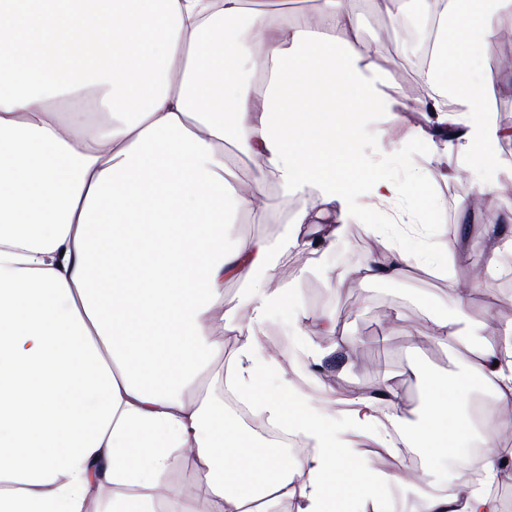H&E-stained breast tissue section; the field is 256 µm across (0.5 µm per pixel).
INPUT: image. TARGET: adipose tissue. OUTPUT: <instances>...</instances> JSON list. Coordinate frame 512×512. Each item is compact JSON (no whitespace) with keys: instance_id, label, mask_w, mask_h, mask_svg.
Returning <instances> with one entry per match:
<instances>
[{"instance_id":"obj_1","label":"adipose tissue","mask_w":512,"mask_h":512,"mask_svg":"<svg viewBox=\"0 0 512 512\" xmlns=\"http://www.w3.org/2000/svg\"><path fill=\"white\" fill-rule=\"evenodd\" d=\"M435 21L423 97H390L376 47L356 12L320 0L314 23L270 13L273 0H0V512H87L102 485L115 512H190L157 479L189 451L209 512H385L380 487L402 485V512H502L512 484V327L495 341L434 314L435 340L464 345L453 376L425 374V409L407 422L395 390L358 395L345 411L278 370L256 334L273 312L298 309L273 286V259L317 264L309 237L336 238L326 205L361 194L424 218L422 189L371 172L361 126L374 112L424 113L413 129L437 153L434 126L464 141L466 162H493L507 138L485 115L491 78L470 56L496 37L512 0H419ZM251 17L249 37L239 22ZM261 163L264 180L237 189L225 142ZM275 187L294 206L280 243L225 237L232 213L270 223ZM417 258L388 241L361 270L396 280ZM248 287L239 305L226 283ZM237 398L310 452L288 461L256 447L216 389ZM488 390L480 426L464 415ZM394 469L361 461L360 439ZM484 442L482 478L435 490L401 451L435 461Z\"/></svg>"}]
</instances>
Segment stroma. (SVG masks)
<instances>
[{"label": "stroma", "mask_w": 512, "mask_h": 512, "mask_svg": "<svg viewBox=\"0 0 512 512\" xmlns=\"http://www.w3.org/2000/svg\"><path fill=\"white\" fill-rule=\"evenodd\" d=\"M341 2L344 8L361 15L365 41H380L382 33H389L390 39L381 42L377 57L385 72L386 91L397 94L402 82L417 80L419 44L388 32L386 13L373 9L369 0ZM423 123L417 112L404 113L399 125L388 122L385 115H372L362 134V148L372 167L393 179L407 181L417 171L425 175L428 191L436 202L426 218L433 224L434 234L403 239L406 249L423 255L428 246L461 242L466 246V261L475 263L487 258L482 242L485 226L500 227L507 244L497 254L492 270L486 272L483 284L470 289L461 313L463 321L481 325L482 336L492 341L500 329L512 325V288L504 285L506 275L512 273V195L501 193L512 183V139L495 145L498 167L467 168L458 145H450L435 157L418 149L409 131ZM482 184L495 187L492 201L476 211L468 223H459L462 204ZM370 221L390 223V209H377L373 199L357 197L341 235L323 250L321 270L299 274L306 259L302 253L275 270L279 282L295 288L308 313H333L347 324L358 341L354 353L347 357L335 352L334 338L320 335L311 322L297 323L284 310L272 314L258 334L286 336L296 346L308 338L331 348V355L317 369L321 381L348 397L372 387L392 388L406 418L413 421L422 410V376H450L463 369L461 358L450 355L426 328L431 311L453 310L454 303L447 280L433 276L422 265L413 266L394 281L361 279V269L373 256L365 244L369 237L366 224Z\"/></svg>", "instance_id": "1"}]
</instances>
